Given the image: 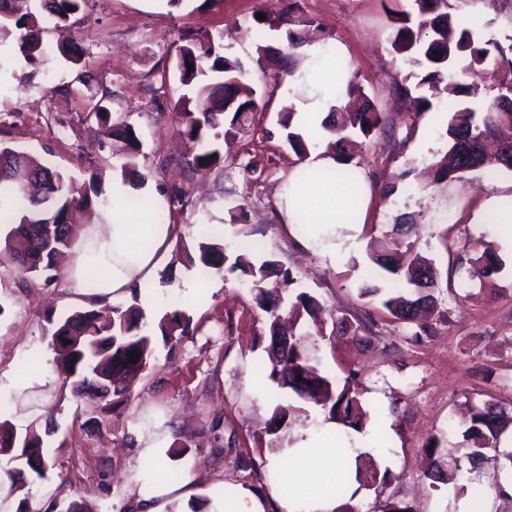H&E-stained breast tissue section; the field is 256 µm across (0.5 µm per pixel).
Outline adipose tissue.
<instances>
[{"label": "adipose tissue", "instance_id": "ef3b65f1", "mask_svg": "<svg viewBox=\"0 0 512 512\" xmlns=\"http://www.w3.org/2000/svg\"><path fill=\"white\" fill-rule=\"evenodd\" d=\"M332 60L316 73V84L322 98L294 99V122L298 127L317 126L323 114L345 93V79L336 76V59L345 57V48L334 45ZM109 205L104 221L87 227L80 240L68 276L75 287H82L89 267L99 271L95 294L98 298L115 299L129 296L133 288L142 286L155 276L159 252L177 227L158 224L154 214L162 199L154 186H132L122 175H115L106 191ZM350 195L347 188L333 183H305L290 176L279 192V210L289 233L306 249L319 250L323 257L335 259L342 246L336 241V230L344 226ZM156 442L145 443L130 464L133 482L139 489L131 499V512H163V497L175 487L162 480L149 481L145 471L155 454ZM344 449L301 432L296 444L286 449L284 460L274 467L276 480L288 482L297 489L294 498H268L247 493L225 504L224 512H336L340 505L334 494L324 489L326 475L335 473L336 462Z\"/></svg>", "mask_w": 512, "mask_h": 512}]
</instances>
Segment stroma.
Wrapping results in <instances>:
<instances>
[{
  "label": "stroma",
  "mask_w": 512,
  "mask_h": 512,
  "mask_svg": "<svg viewBox=\"0 0 512 512\" xmlns=\"http://www.w3.org/2000/svg\"><path fill=\"white\" fill-rule=\"evenodd\" d=\"M289 1L181 0L174 6L169 0H87L77 24L45 36L44 57L31 61L10 50L0 68V145L32 153L80 182L94 172L110 182L132 161L159 193L180 186L187 205L166 204L163 214L182 231L167 243L157 277L144 292L152 301L148 314L160 318L167 296H185L189 278L197 279L206 301L189 308L188 334L157 344L149 368L126 397L96 407L75 397L58 372L28 367L51 353L45 311L61 314L90 304L88 295L68 287L70 260L60 262L47 283L24 278L0 254V404L9 409L17 433L42 434L48 462L46 478L26 473L22 488L6 496L0 503L5 512H17L23 500L33 512H62L72 501L88 512H128L129 461L138 452V438L152 434L164 440V465L180 470L189 463L200 477L189 496L167 503L168 512H191L199 502L206 512H219L242 493L284 494V485L270 483L272 464L299 431L322 432L325 416L269 379L265 314L249 284L230 273L200 278L197 267L175 259L177 246L193 247L199 224L223 225L230 253L239 240L257 243L254 263L273 260L292 274L288 295L308 292L325 314L350 324L359 318L377 322L369 343L349 335L303 339L319 371L357 373L367 412L363 427H337L331 442L371 454L378 470L392 474L384 487H358L348 500L353 512H383L396 500L414 512H471L470 496L456 495L447 485L433 487L425 478V445L440 436L448 453L458 454L471 406L494 401L512 416V245L500 240L496 224L473 221L489 195L512 188V170H475L445 182L427 177L446 151L450 114L441 105L413 119L409 103L391 94L393 84L414 71L390 45L394 13L409 9L410 0H395L389 11L382 0H293L307 33L306 47L294 56L293 92L277 64L256 63L258 46H286L280 16ZM453 2L459 15L475 21L483 39L512 43L511 9L496 12L483 0ZM259 14L265 18L260 25L254 21ZM206 35L223 36L225 55L241 62L246 82L268 111L256 115L247 133L222 144L223 168L198 171L180 163L188 145L173 115L181 90L170 72L181 41ZM65 42L84 50L86 69L95 78L89 95L68 90L74 73L58 51ZM336 42L346 47L357 82L380 111L390 113L393 126L349 151L351 166L365 174L369 201L356 224L359 248L332 263L318 251L297 247L280 218L277 192L301 159L285 141L276 115L288 108L290 94L317 95L313 72L324 60L308 48ZM105 89L112 93L113 115L140 138L136 157L82 122L91 96ZM391 183L392 194L385 190ZM236 212L242 215L237 223L231 220ZM403 213L415 219L407 242L433 259L438 277L427 316L431 332L419 338L394 322L379 300L359 294L366 278L381 285L390 281L371 256ZM487 251L500 260L499 270L472 277ZM278 406L290 414L277 431L272 416ZM176 445L183 454H173ZM467 478L484 492L483 512H512V484L501 460L481 461Z\"/></svg>",
  "instance_id": "1"
}]
</instances>
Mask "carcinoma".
<instances>
[{
	"instance_id": "carcinoma-1",
	"label": "carcinoma",
	"mask_w": 512,
	"mask_h": 512,
	"mask_svg": "<svg viewBox=\"0 0 512 512\" xmlns=\"http://www.w3.org/2000/svg\"><path fill=\"white\" fill-rule=\"evenodd\" d=\"M85 0H42L41 13L17 17L12 9L13 0H0V46L14 43L27 58L44 52L43 33L48 25L70 23L80 11ZM413 11L393 12L397 26L392 37L393 50L410 60L417 68L412 74L413 86L399 85L401 95L418 93L419 111L433 109L432 98L446 81L448 68L463 65L467 72L490 67L493 80L489 84L465 83L459 93L466 97L487 99L485 110L476 113L468 107L457 106L452 110L445 131L448 150L436 161L433 168L439 180H451L461 174L465 156L474 160L472 168L485 169L496 163L512 169V140L501 144L498 155L490 160L483 150V142L503 128L512 129V106L504 104L501 95L512 89V43L504 46L496 41H483L476 33L473 22L453 13L450 0H412ZM284 21L290 25L287 32L288 56L303 43L302 32L292 29L301 24L298 18L288 15ZM177 54L191 58L193 71L188 66L175 67V75L186 89L174 104V112L181 132L198 146L193 156L197 167L214 168L224 163L218 147L222 135H238L247 131L258 112L256 90L244 82L241 63L224 55V46L212 38L191 39L180 45ZM88 130L108 125L112 136L121 139L132 151L138 150L139 138L134 128L124 121H112V112L99 99L83 117ZM277 124L286 131V141L294 152L307 155L309 143L293 130V113L277 115ZM330 140L328 148L336 154L342 167L336 169V181L353 187L350 170L345 168V143L350 134L369 136L390 129L386 113L378 111L367 99L361 86L349 81L345 102L332 108L328 120L322 123ZM208 162H203V159ZM8 188L9 207L0 203V224L11 225L4 237V246L14 252L18 269L23 275H34L49 282L55 270L56 256L71 251L79 240V232L69 222L71 209H99L106 206L101 181L93 174L89 180L78 183L63 172L45 165L32 154L0 147V192ZM224 235L211 232L198 236L193 251L186 252L190 264L199 268L204 276L216 270H226L245 277L256 290L259 308L266 313V332L270 345L266 349L269 377L278 385L290 389L301 399L321 408L326 420L345 428L359 430L363 410L358 395L348 376L340 381L324 376L310 364L301 340L293 331L282 328L280 314L282 297L278 288L264 286L272 275L284 285H291L293 277L287 270L278 268L271 260L255 265L252 256L254 243L243 240L236 246L233 261L224 253ZM229 267H224V263ZM379 266L392 275V291L382 299V307L401 324L416 327L412 336L418 338L428 333L418 321V311L430 305L434 281L430 276V260L414 251L412 245L387 236V253L376 258ZM189 302L173 299L170 311L154 322L147 318L140 304V294L135 292L130 301L108 308L111 318L105 320L99 311L76 310L62 315L47 314L52 326L51 350L57 365L64 372L78 375L80 386L73 389L82 399H91L90 386L100 381V376L127 377L147 368L154 351V329H159L163 340L169 342L177 335H184L190 327L185 312ZM319 303L312 295H296L293 311L297 315H313ZM78 337L77 349L65 342V337ZM138 355L132 361L131 352ZM504 410L492 402L472 408L471 424L463 435L470 462L488 457L489 452L499 453L498 443L505 431ZM12 427L7 409L0 406V455L8 459L18 456V447L12 444ZM434 464L425 477L432 484L444 481L445 468L462 470L461 459L446 460L447 452L442 440L433 437L425 446ZM354 479L379 487L389 480V471L355 465Z\"/></svg>"
}]
</instances>
